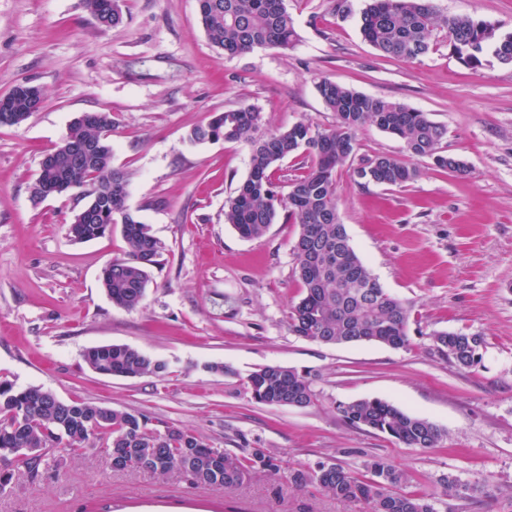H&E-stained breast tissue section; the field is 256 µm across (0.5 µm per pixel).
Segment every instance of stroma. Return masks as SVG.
<instances>
[{"label": "stroma", "instance_id": "stroma-1", "mask_svg": "<svg viewBox=\"0 0 512 512\" xmlns=\"http://www.w3.org/2000/svg\"><path fill=\"white\" fill-rule=\"evenodd\" d=\"M351 2L354 15L341 21L328 0H286L294 46L230 56L208 43L196 0H127L125 24L110 30L83 0H0V97L18 84L44 97L28 120L0 127V382L143 413L157 428L181 427L241 455L261 448L281 466L215 491L113 470L93 440L60 475L33 480L15 469L0 512H366L290 475L335 462L361 477L374 456L407 470V491L435 497L438 512H512V64L488 51L480 68L461 65L442 28L417 60L384 56L360 33L365 0ZM434 5L440 16L512 33V0ZM324 80L427 113L447 128L444 150L470 169L462 177L421 158L402 187L358 180L349 165L337 173L351 246L411 309L404 348L294 335L297 225L281 216L261 238H241L224 221V201L248 176V148L188 139L212 113L241 106L261 112L269 131L300 121L331 128ZM87 112L111 113L127 204L165 245L132 310L114 306L100 282L126 248L120 230L77 241L72 196L31 193L43 156ZM441 330L485 336L481 364L461 370L442 359L430 338ZM106 344L143 350L164 369L97 374L83 353ZM265 365L307 374L315 403L256 402L247 377ZM362 398L393 402L448 437L411 448L352 427L336 405ZM449 480L467 484L465 494L447 496Z\"/></svg>", "mask_w": 512, "mask_h": 512}]
</instances>
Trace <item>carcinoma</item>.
Segmentation results:
<instances>
[{
	"mask_svg": "<svg viewBox=\"0 0 512 512\" xmlns=\"http://www.w3.org/2000/svg\"><path fill=\"white\" fill-rule=\"evenodd\" d=\"M98 24L106 29L124 24L125 0H85ZM200 23L209 43L228 55L255 48L291 47L296 39L285 0H197ZM448 32V44L460 63L482 65L484 50L493 48L503 64H512V34L501 35L489 21L471 16L442 18L433 0H369L361 14V34L385 56L413 61L427 54L437 28ZM325 106L336 114L327 130L298 122L283 131H262L261 112L239 107L215 114L194 127L195 144L224 141L249 149L247 178L224 202V221L244 239L263 236L279 213L299 225L293 251L295 273L304 288L290 312V329L307 340L328 344L378 343L394 349L408 344L410 307L389 293L364 266L350 245L336 201V173L352 160L357 132L367 125L402 139L412 158H430L434 165L465 175L467 165L441 150L447 129L427 113L407 105L357 93L337 82L318 85ZM43 104L42 94L31 96L28 86L16 85L9 103L0 104V126L26 121ZM112 113L90 112L75 121L67 136L49 155L53 162L39 170L33 195L62 183L90 189L86 210L74 214L71 233L77 240L104 236L109 218L124 215V253L104 269L102 286L112 303L139 307L149 282V269L159 264L164 246L126 204L128 179L112 167ZM303 151L307 170L290 180L281 197L273 182L274 166ZM355 175L366 183L403 187L415 180L418 169L390 155L363 160ZM434 349L459 369L470 370L482 360L486 339L480 334L434 332ZM95 372L117 377L157 373L164 365L146 352L121 344L100 345L84 353ZM254 400L270 406L308 407L317 394L312 380L294 368L266 365L247 377ZM336 410L356 428L384 434L414 448H439L445 431L433 422L409 414L382 399L339 403ZM92 439L104 441L114 470L142 469L161 477L176 475L216 491L239 486L255 471L276 473L277 460L261 449L247 456L229 450L212 454V445L189 430L167 426L160 430L142 413L116 410L88 401L57 402L40 386L15 390L0 383V489L22 465L30 478L53 469L81 452ZM369 476L359 478L339 464L319 462L292 474L295 485L317 484L344 500L361 502L369 512H437L427 495L400 490L410 480L391 461L372 457L364 462Z\"/></svg>",
	"mask_w": 512,
	"mask_h": 512,
	"instance_id": "cac0c4a2",
	"label": "carcinoma"
}]
</instances>
